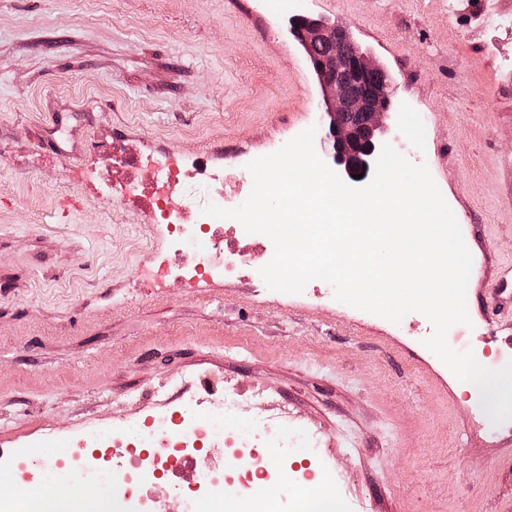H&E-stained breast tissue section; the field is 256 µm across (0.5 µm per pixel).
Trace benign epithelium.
Returning a JSON list of instances; mask_svg holds the SVG:
<instances>
[{
	"label": "benign epithelium",
	"instance_id": "obj_1",
	"mask_svg": "<svg viewBox=\"0 0 512 512\" xmlns=\"http://www.w3.org/2000/svg\"><path fill=\"white\" fill-rule=\"evenodd\" d=\"M290 25L304 51L328 49L322 57H309L321 91L317 138L324 162L353 185L363 186L374 175L384 145L381 134L392 104L389 75L351 41L346 26L307 16Z\"/></svg>",
	"mask_w": 512,
	"mask_h": 512
}]
</instances>
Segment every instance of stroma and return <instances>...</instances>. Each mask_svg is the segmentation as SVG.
<instances>
[{"mask_svg": "<svg viewBox=\"0 0 512 512\" xmlns=\"http://www.w3.org/2000/svg\"><path fill=\"white\" fill-rule=\"evenodd\" d=\"M394 89L383 133L427 165L473 258L456 351L512 360V0H303ZM274 0H0V448L44 457L188 395L320 439L342 512H512V423H492L395 324L250 280H169L161 225L101 188L102 146L224 166L316 124L321 98Z\"/></svg>", "mask_w": 512, "mask_h": 512, "instance_id": "obj_1", "label": "stroma"}]
</instances>
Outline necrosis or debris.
<instances>
[{
	"instance_id": "4bbe7bcc",
	"label": "necrosis or debris",
	"mask_w": 512,
	"mask_h": 512,
	"mask_svg": "<svg viewBox=\"0 0 512 512\" xmlns=\"http://www.w3.org/2000/svg\"><path fill=\"white\" fill-rule=\"evenodd\" d=\"M111 147L130 199L165 227L174 254L173 260L160 262L166 273L192 282L232 275L262 253L261 243L250 238L241 224L204 213L211 204L233 208L244 202L236 173H229L224 191L216 193L214 175L205 162H196L190 171L171 163L162 184L142 185L137 178L150 166V158L123 148L117 139ZM238 395L237 389L226 390L223 401L208 407L196 397H186L175 410L93 429L73 440L66 454L36 463L27 454H15L10 473L23 489L54 484L68 475L112 492L134 512H156L150 490L155 474L177 487L189 476L197 489L231 495L242 488L269 486L266 449H277L286 460L318 457L319 447L309 433L236 415ZM208 448L223 449L225 467L202 465L201 454ZM108 451L121 457L119 470L106 466Z\"/></svg>"
}]
</instances>
